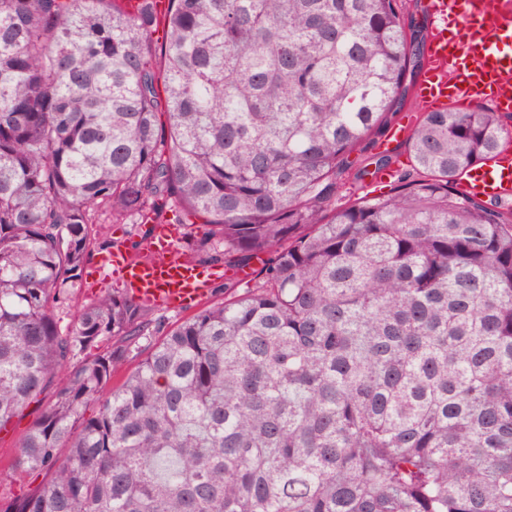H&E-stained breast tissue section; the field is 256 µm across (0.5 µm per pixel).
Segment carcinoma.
I'll return each instance as SVG.
<instances>
[{"label":"carcinoma","instance_id":"carcinoma-1","mask_svg":"<svg viewBox=\"0 0 512 512\" xmlns=\"http://www.w3.org/2000/svg\"><path fill=\"white\" fill-rule=\"evenodd\" d=\"M138 2L0 0V430L51 392L0 512H512V211L454 188L502 116L423 113L420 178L338 206L423 61L399 0ZM172 198L262 282L156 343L123 290L61 332L92 210Z\"/></svg>","mask_w":512,"mask_h":512}]
</instances>
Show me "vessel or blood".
Listing matches in <instances>:
<instances>
[{
    "mask_svg": "<svg viewBox=\"0 0 512 512\" xmlns=\"http://www.w3.org/2000/svg\"><path fill=\"white\" fill-rule=\"evenodd\" d=\"M431 38L413 95L419 111L489 104L512 114V0H428ZM460 192L468 197L512 198V144L488 162L466 171ZM183 237L177 224H157L146 257L122 251L105 255L102 266L118 270L127 295L144 306L170 309L203 303L224 278L220 266L178 256Z\"/></svg>",
    "mask_w": 512,
    "mask_h": 512,
    "instance_id": "vessel-or-blood-1",
    "label": "vessel or blood"
}]
</instances>
